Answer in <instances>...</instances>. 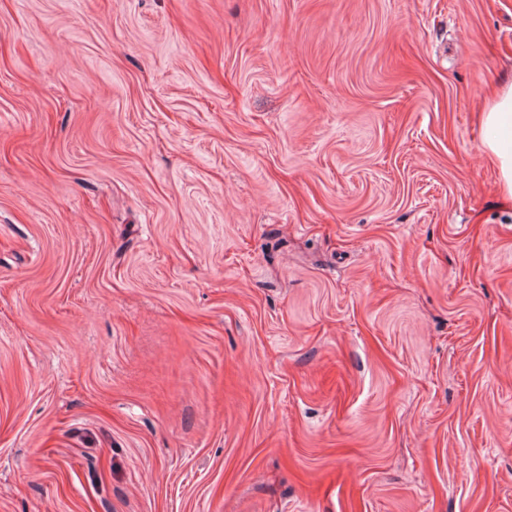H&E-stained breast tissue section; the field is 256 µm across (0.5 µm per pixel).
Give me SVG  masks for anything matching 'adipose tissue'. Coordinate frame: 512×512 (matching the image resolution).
Wrapping results in <instances>:
<instances>
[{
    "mask_svg": "<svg viewBox=\"0 0 512 512\" xmlns=\"http://www.w3.org/2000/svg\"><path fill=\"white\" fill-rule=\"evenodd\" d=\"M482 124L487 131L485 151L498 169L505 194L512 197V83L495 91Z\"/></svg>",
    "mask_w": 512,
    "mask_h": 512,
    "instance_id": "adipose-tissue-1",
    "label": "adipose tissue"
}]
</instances>
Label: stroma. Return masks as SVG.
Masks as SVG:
<instances>
[{
    "instance_id": "stroma-1",
    "label": "stroma",
    "mask_w": 512,
    "mask_h": 512,
    "mask_svg": "<svg viewBox=\"0 0 512 512\" xmlns=\"http://www.w3.org/2000/svg\"><path fill=\"white\" fill-rule=\"evenodd\" d=\"M512 0H0V512H512ZM487 131L483 144L497 166L503 191L512 199V83L497 89L482 113Z\"/></svg>"
}]
</instances>
